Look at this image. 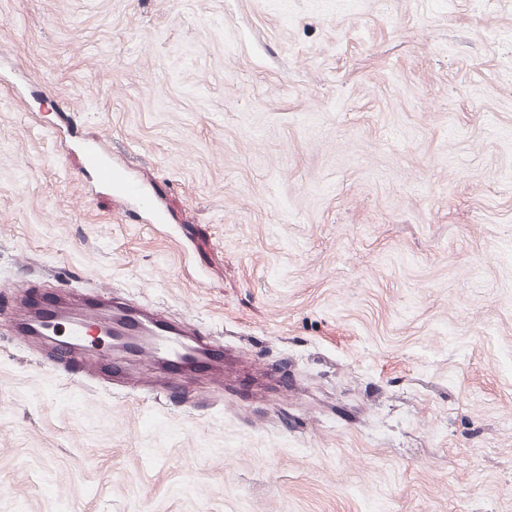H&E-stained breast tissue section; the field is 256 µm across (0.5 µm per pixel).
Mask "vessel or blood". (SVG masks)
Returning <instances> with one entry per match:
<instances>
[{
    "label": "vessel or blood",
    "mask_w": 512,
    "mask_h": 512,
    "mask_svg": "<svg viewBox=\"0 0 512 512\" xmlns=\"http://www.w3.org/2000/svg\"><path fill=\"white\" fill-rule=\"evenodd\" d=\"M89 190L103 189L130 201L142 223L163 224L166 212L132 169L116 162L99 141L78 144ZM13 333L47 346L49 365L83 383L98 381L113 394L137 390L157 404L198 408L189 380L221 385L229 378L230 354L223 339L190 321H176L158 306L137 304L111 287L78 290L48 278L23 292H5Z\"/></svg>",
    "instance_id": "1"
}]
</instances>
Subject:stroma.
<instances>
[{
  "mask_svg": "<svg viewBox=\"0 0 512 512\" xmlns=\"http://www.w3.org/2000/svg\"><path fill=\"white\" fill-rule=\"evenodd\" d=\"M512 0H0V281L243 347L208 409L0 319V512H512ZM100 138L173 217L86 193Z\"/></svg>",
  "mask_w": 512,
  "mask_h": 512,
  "instance_id": "stroma-1",
  "label": "stroma"
}]
</instances>
